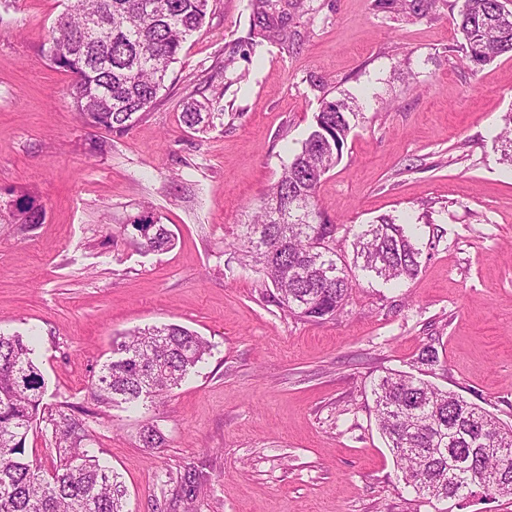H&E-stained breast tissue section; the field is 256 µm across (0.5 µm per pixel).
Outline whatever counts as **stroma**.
<instances>
[{"instance_id": "stroma-1", "label": "stroma", "mask_w": 512, "mask_h": 512, "mask_svg": "<svg viewBox=\"0 0 512 512\" xmlns=\"http://www.w3.org/2000/svg\"><path fill=\"white\" fill-rule=\"evenodd\" d=\"M447 0L415 23L373 0H305L280 44L250 0H210L157 103L123 133L84 125L70 78L41 52L63 0H0V198L43 204L30 227L0 217V332L38 334L48 412L86 409L88 446L117 473L126 512H441L406 488L373 412L372 385L418 374L512 424V53L461 62ZM363 101L320 211L354 232L416 224L421 271L395 288L358 272L343 313L300 320L234 254L265 189L310 131L324 92ZM219 99L205 132L180 114ZM148 211L173 248L146 252L123 226ZM179 324L211 351L163 399L100 404L91 383L113 340ZM155 426L159 448L140 432ZM44 474L66 456L48 422L29 433Z\"/></svg>"}]
</instances>
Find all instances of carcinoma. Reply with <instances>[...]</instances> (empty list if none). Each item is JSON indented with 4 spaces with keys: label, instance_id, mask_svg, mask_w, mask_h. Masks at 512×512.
Masks as SVG:
<instances>
[{
    "label": "carcinoma",
    "instance_id": "1",
    "mask_svg": "<svg viewBox=\"0 0 512 512\" xmlns=\"http://www.w3.org/2000/svg\"><path fill=\"white\" fill-rule=\"evenodd\" d=\"M445 0H374V7L408 21L436 16ZM266 37L288 41L290 11L304 0H252ZM209 0H83V8L51 29L43 54L70 75L73 111L87 125L124 132L165 87L187 39L203 25ZM463 60L474 73L512 52V10L504 0H463L456 20ZM361 115L345 98H323L311 131L279 179L241 225L237 250L273 288L272 302L288 315L333 320L351 297L356 275L338 256L337 221L316 207L322 178L341 160ZM220 116L215 104L186 103L182 122L206 131ZM19 224H40L43 207L14 201ZM147 252L173 245L168 225L142 213L130 220ZM361 268L387 283L415 279L420 250L393 218L354 234ZM210 343L178 324L137 328L113 344L112 358L92 383L103 404L135 403L171 393L204 360ZM30 342L0 332V512H125L118 476L86 449L85 423L59 409L50 419L59 446L71 449L45 477L29 460L27 440L43 409L45 379ZM378 429L393 451L405 484L427 502H448V512L478 494L512 499V426L481 406L428 380L397 371L372 389Z\"/></svg>",
    "mask_w": 512,
    "mask_h": 512
}]
</instances>
